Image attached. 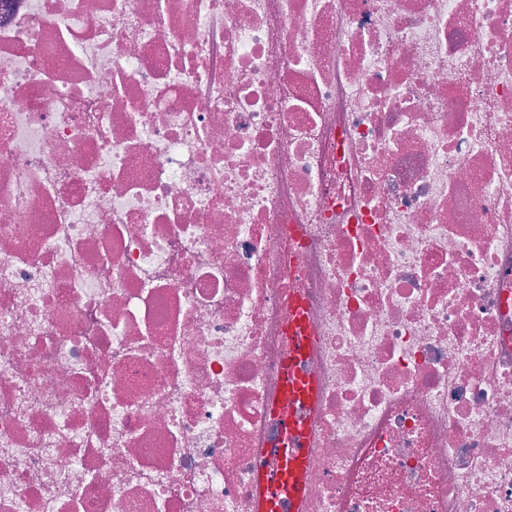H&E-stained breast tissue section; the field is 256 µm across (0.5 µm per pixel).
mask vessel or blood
I'll return each instance as SVG.
<instances>
[{
	"mask_svg": "<svg viewBox=\"0 0 512 512\" xmlns=\"http://www.w3.org/2000/svg\"><path fill=\"white\" fill-rule=\"evenodd\" d=\"M284 390L290 411L282 419V438L271 449L272 464L261 466L259 484L261 494L258 512H282L290 507L297 512L303 489V474L311 455L306 431L298 407L313 404L315 387L300 370L296 357H289L283 366Z\"/></svg>",
	"mask_w": 512,
	"mask_h": 512,
	"instance_id": "vessel-or-blood-1",
	"label": "vessel or blood"
}]
</instances>
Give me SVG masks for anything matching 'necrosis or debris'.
I'll list each match as a JSON object with an SVG mask.
<instances>
[{
	"mask_svg": "<svg viewBox=\"0 0 512 512\" xmlns=\"http://www.w3.org/2000/svg\"><path fill=\"white\" fill-rule=\"evenodd\" d=\"M512 512V0H0V512ZM283 377L285 396L289 403L288 415L282 419L280 443L270 450L274 464L262 465L259 470V512H282V507L287 502L290 511H298L303 474L311 455L302 418L294 408L314 404V384L300 370L296 354L288 357L284 364Z\"/></svg>",
	"mask_w": 512,
	"mask_h": 512,
	"instance_id": "obj_1",
	"label": "necrosis or debris"
}]
</instances>
